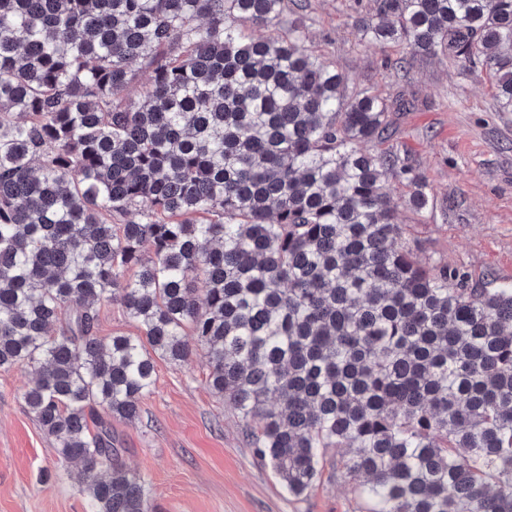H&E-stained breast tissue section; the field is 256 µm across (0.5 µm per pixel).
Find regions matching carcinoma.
<instances>
[{
    "label": "carcinoma",
    "instance_id": "carcinoma-1",
    "mask_svg": "<svg viewBox=\"0 0 512 512\" xmlns=\"http://www.w3.org/2000/svg\"><path fill=\"white\" fill-rule=\"evenodd\" d=\"M282 2L0 0V371L35 370L26 408L90 512H154L112 419L189 334L289 494L343 448L368 512H512V285L414 259L389 181L421 212L426 180L362 149L391 106L346 96ZM357 28L512 112V0H373ZM105 301L139 335L99 339Z\"/></svg>",
    "mask_w": 512,
    "mask_h": 512
}]
</instances>
